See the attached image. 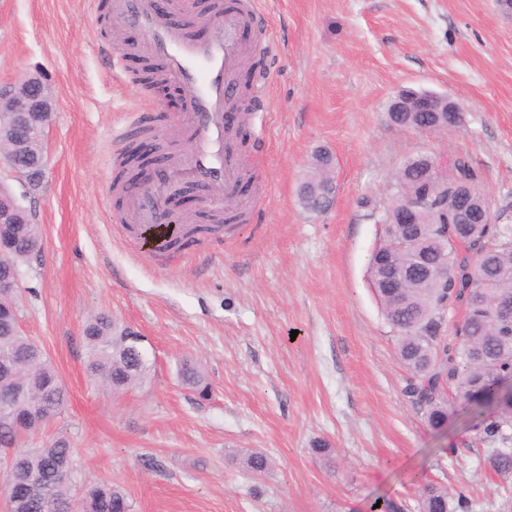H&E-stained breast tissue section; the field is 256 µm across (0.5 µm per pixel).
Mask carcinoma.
<instances>
[{
    "mask_svg": "<svg viewBox=\"0 0 512 512\" xmlns=\"http://www.w3.org/2000/svg\"><path fill=\"white\" fill-rule=\"evenodd\" d=\"M160 69L144 61L139 79L148 88L159 82ZM398 126L442 129L429 112H390ZM329 157L313 158V173L306 184L322 186ZM140 165L138 146L130 144L120 163L117 178L130 184ZM427 175L407 157L400 166V179L393 184L389 203L376 214L380 224L379 241L367 266V281L388 323L398 333L397 355L410 378L404 389L410 401L423 411L434 430L448 420V390L479 408L494 406L492 417L473 418L474 444L485 448L486 461L498 475L512 477V392L499 389L512 378V320L505 319L496 302L512 296V223L503 221L509 207L492 212L491 202L481 189L479 171L465 157L451 162L448 190L436 195L429 208L418 216V223L396 224L407 198L419 192ZM470 187L475 195L464 200L458 191ZM0 249L7 252L9 265L0 264V275L8 267H18L38 256L41 227L38 224L0 226ZM390 260L404 277L401 288L389 285L382 263ZM420 264L448 267V276L429 275L415 270ZM475 265L486 287L468 289V268ZM463 310L460 333L444 336L447 311ZM82 335L90 356L86 371L101 377L116 392L140 384L150 372L149 359L138 345L124 342L112 319L91 317ZM18 354L17 365L0 366V451L10 453V471L17 472L31 485L47 488L61 504L71 500L74 448L59 435L41 448L27 442L41 433L49 419L57 417L68 403L67 390L44 350L26 336L0 335V361ZM182 382L198 397L206 399L210 388L195 363H181ZM244 464L261 474L269 467L259 452L246 456ZM415 512H471L467 490L454 492L428 483L420 491ZM83 512H131V504L118 488L101 483L83 492Z\"/></svg>",
    "mask_w": 512,
    "mask_h": 512,
    "instance_id": "carcinoma-1",
    "label": "carcinoma"
}]
</instances>
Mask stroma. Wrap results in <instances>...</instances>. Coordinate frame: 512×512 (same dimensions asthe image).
<instances>
[{"label": "stroma", "mask_w": 512, "mask_h": 512, "mask_svg": "<svg viewBox=\"0 0 512 512\" xmlns=\"http://www.w3.org/2000/svg\"><path fill=\"white\" fill-rule=\"evenodd\" d=\"M255 3L242 43L262 49L266 74L257 100L241 98L252 176L231 205L241 221L161 262L115 222L131 133L153 125L173 153L188 145L176 108L133 81L121 40L135 31L114 22L112 0H0V80L43 72L55 101L40 186L0 173L42 232L20 266V327L70 394L43 435L67 436L77 482L112 483L133 512H372L415 502L420 480L467 487L472 512H497L512 480L473 445L468 404L450 400L436 431L405 396L366 270L371 212L407 156H468L489 200L512 201V14L497 0ZM406 87L460 103L464 126L393 125L389 103ZM318 150L334 159L336 193L312 212L298 192ZM98 314L144 336L142 384L116 393L88 376L82 329ZM185 357L209 399L183 385ZM318 440L331 459L313 453ZM253 450L271 459L265 473L243 466Z\"/></svg>", "instance_id": "obj_1"}]
</instances>
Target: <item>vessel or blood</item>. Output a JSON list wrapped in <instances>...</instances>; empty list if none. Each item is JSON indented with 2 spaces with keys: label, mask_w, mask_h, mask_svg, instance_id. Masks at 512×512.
Wrapping results in <instances>:
<instances>
[{
  "label": "vessel or blood",
  "mask_w": 512,
  "mask_h": 512,
  "mask_svg": "<svg viewBox=\"0 0 512 512\" xmlns=\"http://www.w3.org/2000/svg\"><path fill=\"white\" fill-rule=\"evenodd\" d=\"M253 0H226L213 17L214 34L206 41L187 35L181 26L161 19L143 0H113L115 19L137 31L147 56L165 62V76L188 89L179 126L191 139L190 151L156 168L152 188L130 197L137 221L125 225V236L144 242L146 226L155 224L171 193L184 185L209 186L233 192L243 176V165L230 138L236 113L228 109L231 74L240 64L241 31L253 19Z\"/></svg>",
  "instance_id": "1"
}]
</instances>
